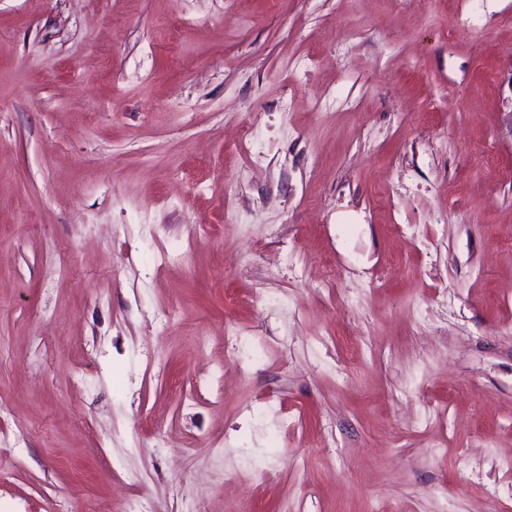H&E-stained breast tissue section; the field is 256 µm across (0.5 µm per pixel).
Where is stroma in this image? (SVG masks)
<instances>
[{
  "mask_svg": "<svg viewBox=\"0 0 512 512\" xmlns=\"http://www.w3.org/2000/svg\"><path fill=\"white\" fill-rule=\"evenodd\" d=\"M471 12L0 0V512H512V0Z\"/></svg>",
  "mask_w": 512,
  "mask_h": 512,
  "instance_id": "35a3bbf8",
  "label": "stroma"
}]
</instances>
